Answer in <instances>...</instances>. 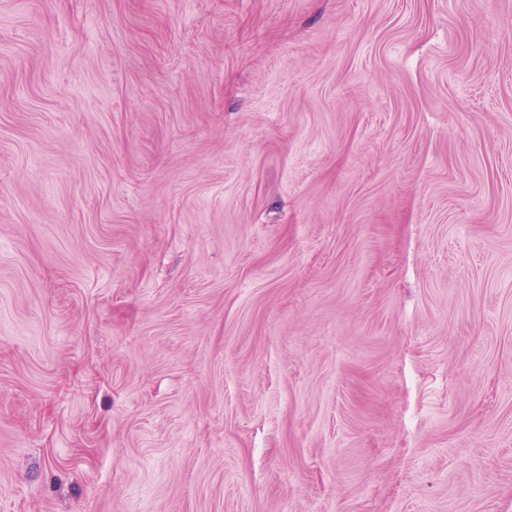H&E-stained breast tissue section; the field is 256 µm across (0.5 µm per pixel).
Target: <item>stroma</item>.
I'll list each match as a JSON object with an SVG mask.
<instances>
[{"mask_svg": "<svg viewBox=\"0 0 512 512\" xmlns=\"http://www.w3.org/2000/svg\"><path fill=\"white\" fill-rule=\"evenodd\" d=\"M0 512H512V0H0Z\"/></svg>", "mask_w": 512, "mask_h": 512, "instance_id": "35a3bbf8", "label": "stroma"}]
</instances>
